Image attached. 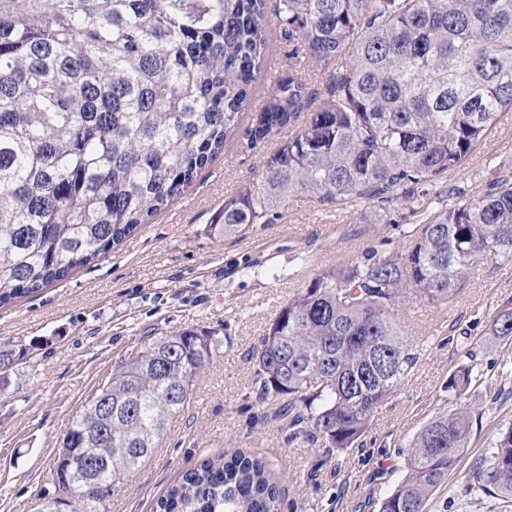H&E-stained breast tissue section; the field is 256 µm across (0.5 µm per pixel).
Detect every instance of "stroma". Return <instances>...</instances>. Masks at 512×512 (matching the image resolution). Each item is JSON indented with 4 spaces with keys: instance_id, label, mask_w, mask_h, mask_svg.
<instances>
[{
    "instance_id": "35a3bbf8",
    "label": "stroma",
    "mask_w": 512,
    "mask_h": 512,
    "mask_svg": "<svg viewBox=\"0 0 512 512\" xmlns=\"http://www.w3.org/2000/svg\"><path fill=\"white\" fill-rule=\"evenodd\" d=\"M200 170L192 187L101 260L0 307V348L31 357L0 386V512H38L52 497L49 465L59 441L142 340L184 329L219 342L183 413L168 422L150 457L113 497L110 512H155L157 500L203 457L243 448L263 458L279 486L280 512H379L405 470L406 446L457 399L448 374L462 343L477 345L464 401L473 428L457 469L429 498L427 512H503L499 498L467 489L499 428L512 423V340L490 336L493 318L512 307V259L478 266L451 303L410 299L402 317L419 360L378 409L362 446L333 455L292 443L275 419L277 402L259 403L250 359L291 295L322 266L376 246L405 248L407 230L438 208L440 194L467 199L512 175V112H504L467 168L451 174L421 210L394 204L388 224L362 225L357 208L339 209L295 193L276 223L241 239L213 237L208 225L225 195L256 180L272 143L249 146L244 125Z\"/></svg>"
}]
</instances>
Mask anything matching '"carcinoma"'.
Listing matches in <instances>:
<instances>
[{
  "mask_svg": "<svg viewBox=\"0 0 512 512\" xmlns=\"http://www.w3.org/2000/svg\"><path fill=\"white\" fill-rule=\"evenodd\" d=\"M273 25L288 63L245 134L276 148L224 198L219 238L272 223L297 192L364 203L378 224L400 201L418 211L512 109V0H0V305L105 257L191 186L271 73ZM348 53L315 102L306 66ZM499 257H512L507 178L427 216L401 251L317 270L251 354L288 441L353 447L419 359L400 304L444 305ZM490 330L512 339V307ZM215 350L209 332L183 330L132 351L61 438L41 512H108ZM26 356L1 349L0 373ZM460 357L446 385L459 396L475 348ZM471 429L468 409L433 416L379 512H425ZM467 481L512 500V424ZM279 496L266 461L238 449L186 471L157 512H279Z\"/></svg>",
  "mask_w": 512,
  "mask_h": 512,
  "instance_id": "cac0c4a2",
  "label": "carcinoma"
}]
</instances>
